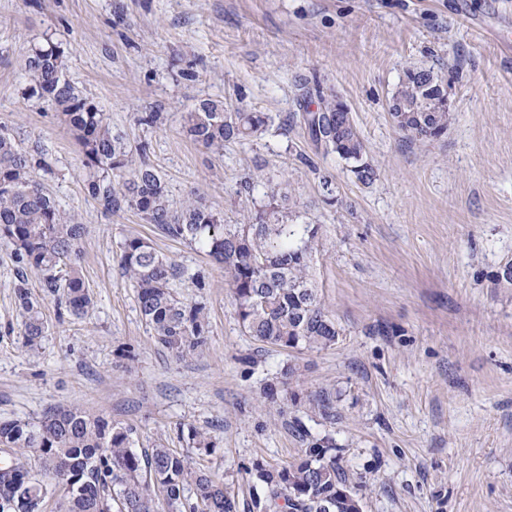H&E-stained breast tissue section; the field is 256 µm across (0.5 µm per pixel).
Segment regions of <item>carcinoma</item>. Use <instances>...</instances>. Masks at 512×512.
<instances>
[{
  "label": "carcinoma",
  "instance_id": "obj_1",
  "mask_svg": "<svg viewBox=\"0 0 512 512\" xmlns=\"http://www.w3.org/2000/svg\"><path fill=\"white\" fill-rule=\"evenodd\" d=\"M45 41L26 57L30 93L54 109L72 133L89 170L87 195L109 214L136 210L147 223L219 262L238 320L255 341L282 349L334 345L340 329L309 275L318 227L294 223L287 196L273 189L266 208L244 224L224 223L223 214L197 193L173 208L161 176L144 162L135 164L123 135L66 79L64 50L49 35ZM443 84L445 77L431 67L406 69L391 98L396 126L419 139L444 133L450 109L439 90ZM182 120L194 144L219 153L224 142L257 134L266 117L231 112L223 100L206 99ZM301 125L316 150L338 154L353 163L358 181H372L374 170L363 161L365 144L346 103L319 90L316 109H304ZM47 166L0 124V240L14 247L15 298L24 316V344L31 351L38 349L45 323L40 303L27 287L26 270L41 274L42 287L68 315L81 317L93 305L81 266L85 227L34 179V168ZM120 264L135 283L154 341L178 360L202 351L206 307L185 303L173 293L170 283L181 277V270L139 236L121 242ZM310 405L331 415L330 393L312 395ZM133 444L132 428L81 407L58 408L37 423H0V452H10L7 467L0 468V512H37L40 500L30 497L34 470H65L82 486L81 494L66 499L64 512H155L160 496L170 512H234L224 484L192 467L188 456L161 444L140 456ZM255 477L265 490L255 508L263 512H363L362 496L347 484L336 458L325 457L321 441L308 442L296 462L256 468Z\"/></svg>",
  "mask_w": 512,
  "mask_h": 512
}]
</instances>
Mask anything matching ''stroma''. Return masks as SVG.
<instances>
[{"instance_id": "35a3bbf8", "label": "stroma", "mask_w": 512, "mask_h": 512, "mask_svg": "<svg viewBox=\"0 0 512 512\" xmlns=\"http://www.w3.org/2000/svg\"><path fill=\"white\" fill-rule=\"evenodd\" d=\"M51 33L67 77L162 177L173 207L191 192L245 223L282 189L319 227L315 288L341 334L335 345L280 349L245 335L222 266L145 223L104 213L56 113L28 92L25 59ZM512 0H0V122L49 170L36 180L86 231L95 304L59 317L37 271L46 332L23 345L12 246L0 242V422L80 406L132 427L137 453L162 444L223 482L254 512L256 468L303 456L297 435L328 442L363 512H512ZM447 78L448 129L399 131L390 99L404 69ZM350 108L375 171L317 151L299 122L306 92ZM206 98L261 112L263 131L212 153L182 130ZM158 113L156 123L145 117ZM141 236L181 271L178 298L204 303L207 344L178 360L157 346L120 244ZM286 390L268 404L264 384ZM332 395L333 415L309 406ZM215 448H191L189 429Z\"/></svg>"}]
</instances>
